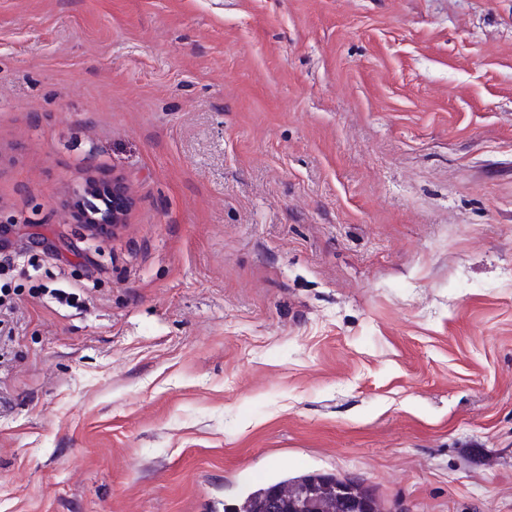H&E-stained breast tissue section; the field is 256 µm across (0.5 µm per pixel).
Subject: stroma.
I'll list each match as a JSON object with an SVG mask.
<instances>
[{"mask_svg": "<svg viewBox=\"0 0 512 512\" xmlns=\"http://www.w3.org/2000/svg\"><path fill=\"white\" fill-rule=\"evenodd\" d=\"M1 253L0 512H512V0H0ZM89 188L93 191L95 199L100 201V204H95V207H89L81 201H74L70 207L72 215L80 224H95L101 225L99 228V235H112V230L106 228L101 223L105 219V215L112 217V224H123V212H115L112 210V197L126 198V185L120 177H112V197L110 194L111 186H104L101 188L96 180H91L88 183ZM365 499L376 504L377 512H383L372 489L360 481L309 473L251 489L224 512H342L344 501L355 506ZM289 505L292 510L288 511Z\"/></svg>", "mask_w": 512, "mask_h": 512, "instance_id": "obj_1", "label": "stroma"}]
</instances>
